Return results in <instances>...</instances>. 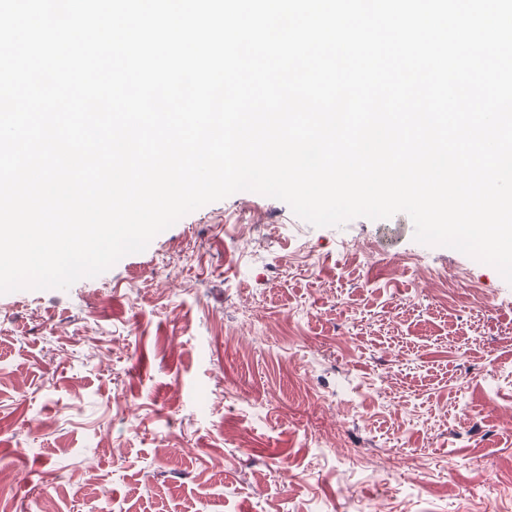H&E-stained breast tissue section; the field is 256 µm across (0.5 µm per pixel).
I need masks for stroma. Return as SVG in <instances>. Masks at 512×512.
<instances>
[{
	"label": "stroma",
	"mask_w": 512,
	"mask_h": 512,
	"mask_svg": "<svg viewBox=\"0 0 512 512\" xmlns=\"http://www.w3.org/2000/svg\"><path fill=\"white\" fill-rule=\"evenodd\" d=\"M413 235L240 191L0 294V512H512V285Z\"/></svg>",
	"instance_id": "stroma-1"
}]
</instances>
